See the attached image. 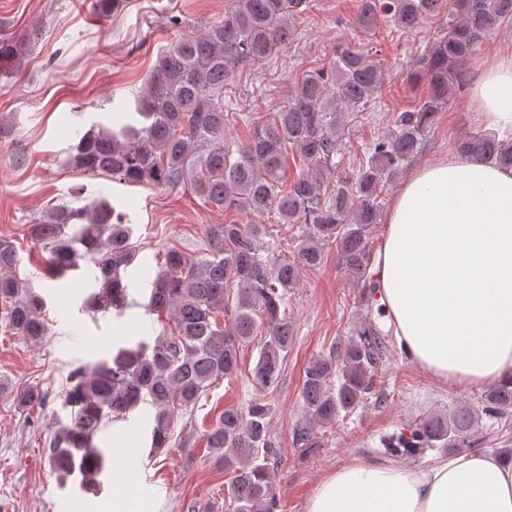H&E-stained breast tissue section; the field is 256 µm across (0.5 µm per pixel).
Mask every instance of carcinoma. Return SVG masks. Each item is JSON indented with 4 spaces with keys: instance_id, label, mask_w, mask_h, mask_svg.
<instances>
[{
    "instance_id": "1",
    "label": "carcinoma",
    "mask_w": 512,
    "mask_h": 512,
    "mask_svg": "<svg viewBox=\"0 0 512 512\" xmlns=\"http://www.w3.org/2000/svg\"><path fill=\"white\" fill-rule=\"evenodd\" d=\"M122 2L95 0L93 8L106 20ZM306 8L307 0H231L224 18L157 54L147 82L134 94L129 122L118 129L97 122L76 131L70 166L134 186L174 189L188 180L205 204L233 215L209 228L201 257L191 260L177 248L166 251L146 305L150 314L170 316L166 335L152 342L139 336L70 372L65 404L72 423L50 440L46 455L54 470L80 476L83 494L98 495L109 474L111 455L95 443L107 423L150 406L151 451L163 452L174 412L193 410L214 382L236 376L240 350L260 336L251 371L256 394L244 407L224 408L206 431V444L232 474L227 494L235 512H279L276 475L282 456L271 433L267 395L278 387L293 340L288 293L297 288L301 269L323 265L330 246L338 265L371 287L370 233L380 220L385 185L423 150L426 133L448 104V90L486 35L512 18V0H357L355 30L365 34L382 17L411 31L445 8L456 22L423 60L419 78L425 97L399 113L396 131L372 142L355 173L342 179L335 162L342 139L331 115L338 104L365 108L384 80V63L348 44L337 48L331 67L306 71L287 105L265 121L254 120L244 142L233 149L224 144V131L236 118L224 110V86L240 64L264 62L287 44ZM30 41L0 36V62L24 59ZM291 151L303 168L290 182L285 173ZM460 152L512 167V139L476 134ZM275 223L304 225L293 256L270 243ZM28 232L47 253L49 280L67 277L82 260L92 264L86 311L121 316L129 308L121 272L135 263L139 246L128 215L107 198L83 207L52 205ZM20 263L14 240L0 237V322L37 340L48 331L46 302L19 277ZM221 313L229 316L227 322H220ZM385 353V343L364 325L342 353L309 362L301 388L307 416L297 431L301 447H320L319 431L368 400ZM17 400L34 407L45 395L32 387ZM510 410L512 379L487 389L479 408L460 404L424 418L400 446L437 443L451 452L470 450L480 414L498 417Z\"/></svg>"
}]
</instances>
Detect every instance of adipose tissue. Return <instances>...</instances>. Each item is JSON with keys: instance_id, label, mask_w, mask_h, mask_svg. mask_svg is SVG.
Masks as SVG:
<instances>
[{"instance_id": "adipose-tissue-1", "label": "adipose tissue", "mask_w": 512, "mask_h": 512, "mask_svg": "<svg viewBox=\"0 0 512 512\" xmlns=\"http://www.w3.org/2000/svg\"><path fill=\"white\" fill-rule=\"evenodd\" d=\"M469 97L479 126L512 133V50L481 61ZM382 222L380 300L412 361L463 388L512 378V168L454 153L418 164ZM305 512H512V461H360L324 477Z\"/></svg>"}]
</instances>
